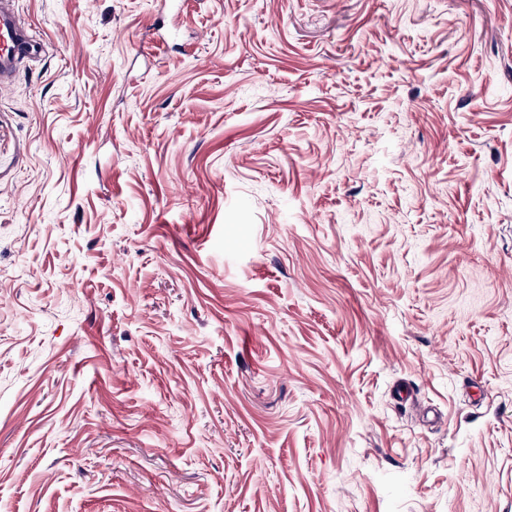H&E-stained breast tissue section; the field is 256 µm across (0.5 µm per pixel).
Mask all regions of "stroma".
I'll use <instances>...</instances> for the list:
<instances>
[{"label": "stroma", "instance_id": "1", "mask_svg": "<svg viewBox=\"0 0 512 512\" xmlns=\"http://www.w3.org/2000/svg\"><path fill=\"white\" fill-rule=\"evenodd\" d=\"M0 512H512V0H14Z\"/></svg>", "mask_w": 512, "mask_h": 512}]
</instances>
